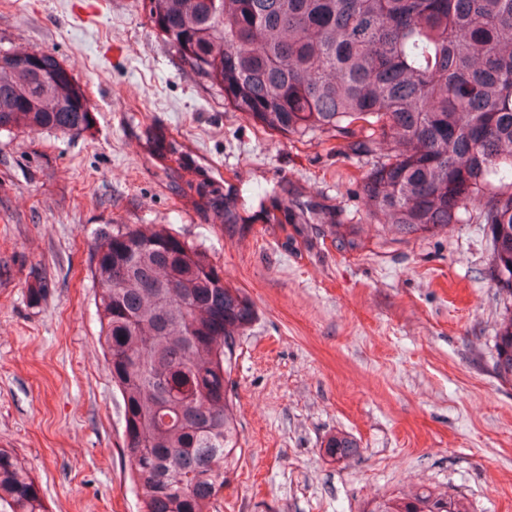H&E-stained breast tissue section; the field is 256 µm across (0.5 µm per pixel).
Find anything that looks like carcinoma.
<instances>
[{
  "label": "carcinoma",
  "instance_id": "cac0c4a2",
  "mask_svg": "<svg viewBox=\"0 0 512 512\" xmlns=\"http://www.w3.org/2000/svg\"><path fill=\"white\" fill-rule=\"evenodd\" d=\"M148 16L234 110L289 141L344 137L349 153L378 157L362 187L378 223L433 233L475 210L506 294L495 368L512 377V0H149ZM90 124L73 80L31 51L0 50V131L73 135ZM144 136L157 158L179 153L160 131ZM188 186L212 223H238L222 184ZM275 207L289 224L311 221L307 204ZM90 258L142 512H207L242 451L231 375L255 307L163 224L102 230ZM358 448L344 433L324 441L336 460ZM0 512H48L9 448H0ZM370 512L468 509L457 495L425 491Z\"/></svg>",
  "mask_w": 512,
  "mask_h": 512
}]
</instances>
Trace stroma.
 I'll return each instance as SVG.
<instances>
[{
  "label": "stroma",
  "mask_w": 512,
  "mask_h": 512,
  "mask_svg": "<svg viewBox=\"0 0 512 512\" xmlns=\"http://www.w3.org/2000/svg\"><path fill=\"white\" fill-rule=\"evenodd\" d=\"M7 49L51 53L94 118L77 135L0 132V448L49 512L140 510L90 271L94 234L118 224L166 225L256 309L232 373L243 455L209 512H366L425 489L512 512L486 225L421 236L376 223L362 196L372 158L226 106L181 69L144 0H0ZM150 125L236 191L242 224L205 221L193 191L170 187ZM272 188L335 223L270 222ZM41 279L49 292L32 299ZM337 432L358 455H325Z\"/></svg>",
  "instance_id": "obj_1"
}]
</instances>
